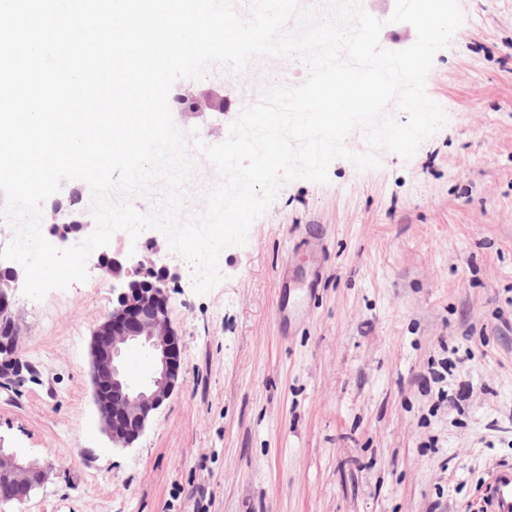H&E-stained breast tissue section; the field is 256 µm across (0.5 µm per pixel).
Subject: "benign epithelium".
I'll list each match as a JSON object with an SVG mask.
<instances>
[{
    "label": "benign epithelium",
    "instance_id": "benign-epithelium-1",
    "mask_svg": "<svg viewBox=\"0 0 512 512\" xmlns=\"http://www.w3.org/2000/svg\"><path fill=\"white\" fill-rule=\"evenodd\" d=\"M98 266L112 280V311L94 327L90 342L91 383L101 426L115 448H130L154 411L176 387L183 343L173 329L166 292L177 274L155 269L123 252L101 248ZM21 271L0 261V379L22 368L12 328V284ZM138 345L151 356L148 380L135 387L126 378L125 351ZM43 481V470L0 444V502H22Z\"/></svg>",
    "mask_w": 512,
    "mask_h": 512
}]
</instances>
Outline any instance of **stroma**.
Returning <instances> with one entry per match:
<instances>
[{"label":"stroma","mask_w":512,"mask_h":512,"mask_svg":"<svg viewBox=\"0 0 512 512\" xmlns=\"http://www.w3.org/2000/svg\"><path fill=\"white\" fill-rule=\"evenodd\" d=\"M458 3L425 83L446 122L411 159L284 184L208 293L162 247L184 371L132 447L92 398L111 288L15 292L35 376L0 386V442L47 479L0 512H482L480 480L512 461V0ZM196 90L176 125L224 139L239 92Z\"/></svg>","instance_id":"1"}]
</instances>
